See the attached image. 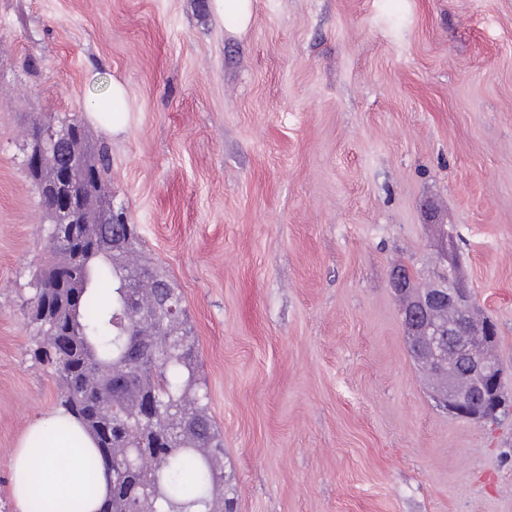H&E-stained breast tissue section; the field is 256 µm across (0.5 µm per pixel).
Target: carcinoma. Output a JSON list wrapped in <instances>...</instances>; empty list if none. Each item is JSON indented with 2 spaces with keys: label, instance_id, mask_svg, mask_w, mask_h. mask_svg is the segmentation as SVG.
I'll use <instances>...</instances> for the list:
<instances>
[{
  "label": "carcinoma",
  "instance_id": "carcinoma-1",
  "mask_svg": "<svg viewBox=\"0 0 512 512\" xmlns=\"http://www.w3.org/2000/svg\"><path fill=\"white\" fill-rule=\"evenodd\" d=\"M101 186L111 157L104 144L82 142ZM134 229L125 212L116 224L82 229L87 255L49 247L51 260L34 280L45 283L21 304L33 328L31 357L59 381L57 406L75 416L92 438L88 476L104 464L110 477V512H234L224 497V440L208 414L199 350L185 310L163 321L148 309L166 273L137 257L113 258L93 246ZM131 277L134 288H120ZM141 314L131 318L128 300ZM155 401L144 426L114 424L113 412Z\"/></svg>",
  "mask_w": 512,
  "mask_h": 512
}]
</instances>
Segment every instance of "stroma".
Listing matches in <instances>:
<instances>
[{"instance_id": "obj_1", "label": "stroma", "mask_w": 512, "mask_h": 512, "mask_svg": "<svg viewBox=\"0 0 512 512\" xmlns=\"http://www.w3.org/2000/svg\"><path fill=\"white\" fill-rule=\"evenodd\" d=\"M0 0V512L55 410L20 304L48 117L112 154L114 209L181 291L235 512H512V399L440 408L391 270L448 231L512 395V0ZM116 128L90 110L112 82ZM215 8L230 24L245 29L251 23V0H215Z\"/></svg>"}]
</instances>
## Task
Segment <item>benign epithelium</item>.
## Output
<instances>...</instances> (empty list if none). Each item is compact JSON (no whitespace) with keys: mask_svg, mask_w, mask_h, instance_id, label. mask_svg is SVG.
<instances>
[{"mask_svg":"<svg viewBox=\"0 0 512 512\" xmlns=\"http://www.w3.org/2000/svg\"><path fill=\"white\" fill-rule=\"evenodd\" d=\"M75 130L43 126L29 135L26 168L38 177L45 159L56 151L67 156L66 169L46 185V200L61 231L54 237L60 248L75 240L76 226L85 223L84 190L94 177L72 142ZM390 285L401 302L409 347L416 351L434 385L440 403L455 416L490 422L503 405L505 386L492 343L495 329L473 317L469 288L461 277L449 279L440 271L425 289L412 286L411 276L397 268Z\"/></svg>","mask_w":512,"mask_h":512,"instance_id":"7a95c632","label":"benign epithelium"}]
</instances>
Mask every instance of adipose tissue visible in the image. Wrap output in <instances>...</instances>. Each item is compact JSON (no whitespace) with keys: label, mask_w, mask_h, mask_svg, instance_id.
I'll use <instances>...</instances> for the list:
<instances>
[{"label":"adipose tissue","mask_w":512,"mask_h":512,"mask_svg":"<svg viewBox=\"0 0 512 512\" xmlns=\"http://www.w3.org/2000/svg\"><path fill=\"white\" fill-rule=\"evenodd\" d=\"M91 438L61 411L33 421L10 461V490L20 512H97L109 487L105 469L88 477L82 463Z\"/></svg>","instance_id":"obj_1"}]
</instances>
